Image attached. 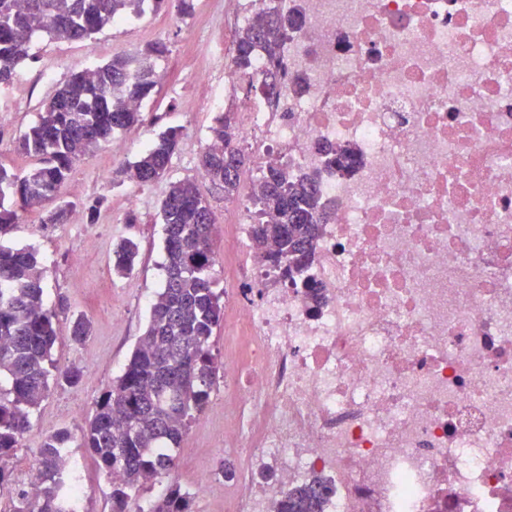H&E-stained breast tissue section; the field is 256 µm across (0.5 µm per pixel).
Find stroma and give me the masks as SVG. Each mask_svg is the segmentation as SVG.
Listing matches in <instances>:
<instances>
[{"instance_id": "35a3bbf8", "label": "stroma", "mask_w": 512, "mask_h": 512, "mask_svg": "<svg viewBox=\"0 0 512 512\" xmlns=\"http://www.w3.org/2000/svg\"><path fill=\"white\" fill-rule=\"evenodd\" d=\"M191 15L180 16L176 0H165L140 19L105 30L94 38L67 42L35 35L31 49L33 61L22 65L8 85L0 87V162L16 171L32 166L33 160L18 155L15 141L36 121L43 102L72 71L86 61L96 63L131 54L161 41L168 50L156 67L161 75L154 95V111L162 114L163 125L178 126L183 138L165 176L148 187L139 188L143 202L128 223L127 185L112 181L113 169L135 160L152 141L156 129L140 128L131 134H117L80 163L62 189L64 200L74 206L69 223L44 226L39 212L21 214L7 237L14 248L34 250L42 269L46 305L65 298L72 311L85 315L92 323V334L74 344L69 338V321L56 325L59 339L52 351L58 366H75L82 371L78 385L51 389L31 419V428L12 456L0 461L7 480L0 485V512L11 504L17 489V464L23 456H37L45 433L68 427L79 429L92 414L100 395L123 371L149 317V309L163 283L165 262L163 226L158 220L160 202L170 183L195 177L199 159L214 123V111L202 108L203 100L224 95V82L231 73L224 59V14L214 0H194ZM51 79H43V72ZM215 217L214 243L218 248L213 273L214 288L232 313L230 304L239 283L230 270L225 249L227 220L235 206L225 198L222 187L210 182L200 186ZM99 197L103 204L95 214L83 205ZM136 237L140 243L139 264L130 277L112 274V244L120 236ZM72 456L81 461L89 490L83 512H112L110 484L93 460L78 447ZM231 460L237 471L260 475L251 449L224 450V386L216 384L205 412L191 425L178 450V468L173 477H158L142 493L149 499L164 493L170 480L192 488L199 473L213 475L214 484L207 496L195 497L194 512H224V479L218 474L222 460Z\"/></svg>"}]
</instances>
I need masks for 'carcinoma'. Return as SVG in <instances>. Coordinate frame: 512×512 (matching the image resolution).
Returning <instances> with one entry per match:
<instances>
[{
	"label": "carcinoma",
	"mask_w": 512,
	"mask_h": 512,
	"mask_svg": "<svg viewBox=\"0 0 512 512\" xmlns=\"http://www.w3.org/2000/svg\"><path fill=\"white\" fill-rule=\"evenodd\" d=\"M148 0H0V84L32 59L34 34L83 40L126 20L141 18ZM298 25L282 13L281 0H265L264 19L238 29L231 63L234 72L273 98L280 94L278 67L257 72L256 50L280 61L288 29ZM167 51L155 42L135 54L115 56L91 68L82 67L62 82L43 104L38 120L16 139L15 150L36 163L22 173L0 165V237L7 235L19 213L36 209L44 225L66 224L74 205L62 188L89 152L116 132H134L146 121V103L159 83L155 59ZM229 113L216 116L199 170L205 179L237 195L249 155L232 136ZM183 129L161 131L132 163L118 166L112 180L149 186L167 172ZM331 163L346 169L351 156L333 145L324 148ZM253 248L258 263L273 279L302 281L318 297L304 274L314 258V243L327 211L316 186L298 177L279 159L269 161L252 184ZM165 231L164 285L150 308L148 324L122 374L103 392L79 433L63 427L42 439L36 477L39 492L17 493L11 512H59L63 485L71 474L58 471L60 454L75 440L93 458L112 487V512H128L133 495L177 466L176 449L191 424L205 412L219 366L211 339L224 321L221 295L212 288L216 252L212 242L213 212L198 181L169 185L159 209ZM139 243L119 240L112 271L124 277L138 261ZM71 317L70 339L90 336V321L70 315L64 299L49 307L43 299L41 269L33 250L0 244V460L20 446L31 426L30 415L62 383L75 386L81 370L58 368L52 348L59 317ZM333 488L321 476L282 493L273 512H323ZM193 494L176 481L148 502L146 512H193Z\"/></svg>",
	"instance_id": "obj_1"
}]
</instances>
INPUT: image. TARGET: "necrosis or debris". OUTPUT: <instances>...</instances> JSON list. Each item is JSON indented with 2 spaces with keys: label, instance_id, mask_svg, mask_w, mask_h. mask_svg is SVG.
I'll list each match as a JSON object with an SVG mask.
<instances>
[{
  "label": "necrosis or debris",
  "instance_id": "obj_1",
  "mask_svg": "<svg viewBox=\"0 0 512 512\" xmlns=\"http://www.w3.org/2000/svg\"><path fill=\"white\" fill-rule=\"evenodd\" d=\"M282 7L238 134L317 179L320 295L244 267L224 445L331 479L324 512H512V0Z\"/></svg>",
  "mask_w": 512,
  "mask_h": 512
}]
</instances>
